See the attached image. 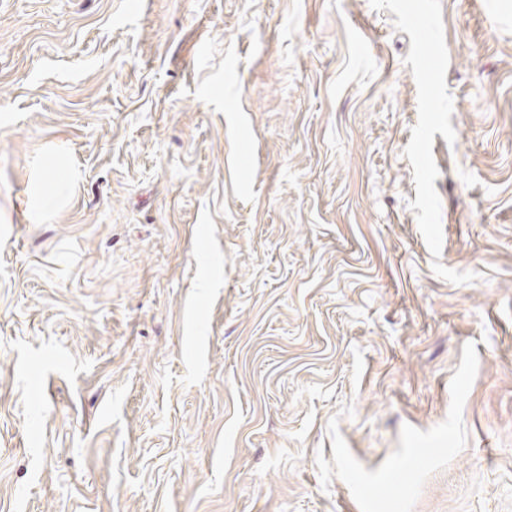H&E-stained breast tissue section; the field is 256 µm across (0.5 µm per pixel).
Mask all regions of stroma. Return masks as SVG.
<instances>
[{
	"instance_id": "35a3bbf8",
	"label": "stroma",
	"mask_w": 512,
	"mask_h": 512,
	"mask_svg": "<svg viewBox=\"0 0 512 512\" xmlns=\"http://www.w3.org/2000/svg\"><path fill=\"white\" fill-rule=\"evenodd\" d=\"M0 512H512V0H0Z\"/></svg>"
}]
</instances>
